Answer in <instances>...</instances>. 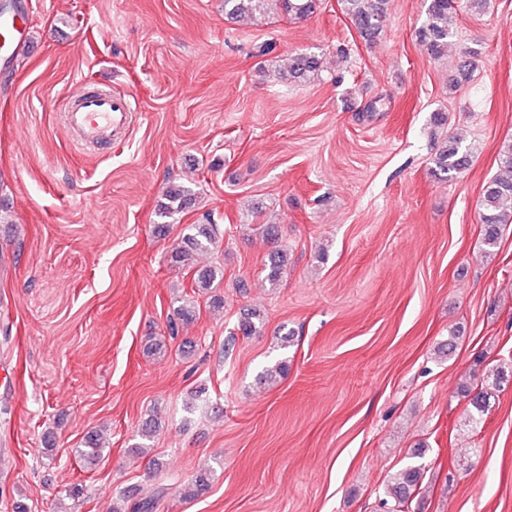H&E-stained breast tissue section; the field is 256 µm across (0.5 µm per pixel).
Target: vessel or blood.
Segmentation results:
<instances>
[{
  "label": "vessel or blood",
  "mask_w": 512,
  "mask_h": 512,
  "mask_svg": "<svg viewBox=\"0 0 512 512\" xmlns=\"http://www.w3.org/2000/svg\"><path fill=\"white\" fill-rule=\"evenodd\" d=\"M30 43L25 4H18L5 16L0 15V67ZM71 106L63 122L65 132L76 134L80 142L95 145L125 139L132 121V103L128 95L111 90H91L88 81L76 82L69 92Z\"/></svg>",
  "instance_id": "b4317fda"
}]
</instances>
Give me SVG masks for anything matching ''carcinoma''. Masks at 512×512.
<instances>
[{"mask_svg":"<svg viewBox=\"0 0 512 512\" xmlns=\"http://www.w3.org/2000/svg\"><path fill=\"white\" fill-rule=\"evenodd\" d=\"M319 0H224V14L234 20L255 19L269 10L280 7L288 16L302 20L314 14ZM388 0H341L344 13L367 43L379 38L384 29ZM457 13V0H425V17L416 31V39L427 54L433 59L448 55V45L453 37L452 15ZM476 69V57L460 58L457 75L452 78L453 86L459 80L468 79ZM320 61L314 54L294 52L288 55L284 66L277 69L280 82L286 84L305 83L318 74ZM472 152L456 139L444 141L435 153L433 164L435 171L448 175L461 172L470 165ZM196 197L193 191L183 185L173 184L165 192V201L158 204L155 216V233L166 237L171 231L170 219L195 207ZM512 223V144L503 150L500 158L499 172L488 179L480 197V224H482L481 245L484 253L491 254L499 245L502 226ZM218 225L189 224L183 228L181 244L170 254V262L178 267H185L192 273V294H184L175 299L174 313L181 323L188 325L199 314L197 297L210 292L215 283L224 280V269L218 266L197 268L193 266V256L198 252L208 251L218 243ZM288 263L287 253L280 248H273L264 264L266 279L276 284L279 282L283 268ZM265 325L264 316L257 310H251L239 319L234 332L230 333L227 345H234L235 335L255 336L262 332ZM288 370L284 362L275 363L264 368L259 375V382L270 384L283 376ZM107 449L102 446L98 434L85 436L81 445L74 449L75 457L86 465H94L105 457ZM426 448L411 450L414 462L402 468L383 483L379 491L380 504L384 512H409L414 499L422 489L425 466L419 463ZM167 488L157 487L155 493L131 506V512H158Z\"/></svg>","mask_w":512,"mask_h":512,"instance_id":"1","label":"carcinoma"}]
</instances>
